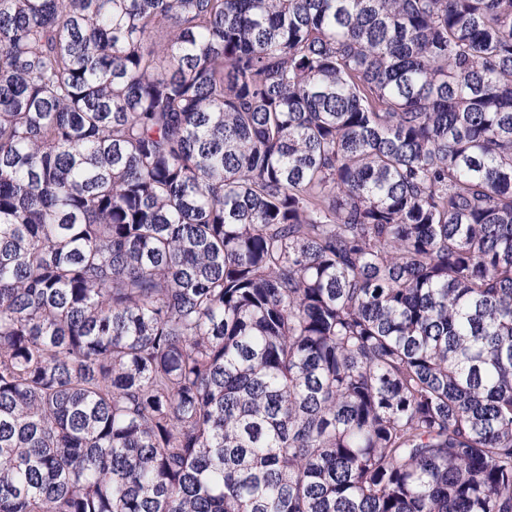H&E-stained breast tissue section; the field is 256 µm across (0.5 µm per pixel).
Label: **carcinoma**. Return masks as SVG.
Returning a JSON list of instances; mask_svg holds the SVG:
<instances>
[{
    "label": "carcinoma",
    "mask_w": 512,
    "mask_h": 512,
    "mask_svg": "<svg viewBox=\"0 0 512 512\" xmlns=\"http://www.w3.org/2000/svg\"><path fill=\"white\" fill-rule=\"evenodd\" d=\"M0 512H512V0H0Z\"/></svg>",
    "instance_id": "carcinoma-1"
}]
</instances>
